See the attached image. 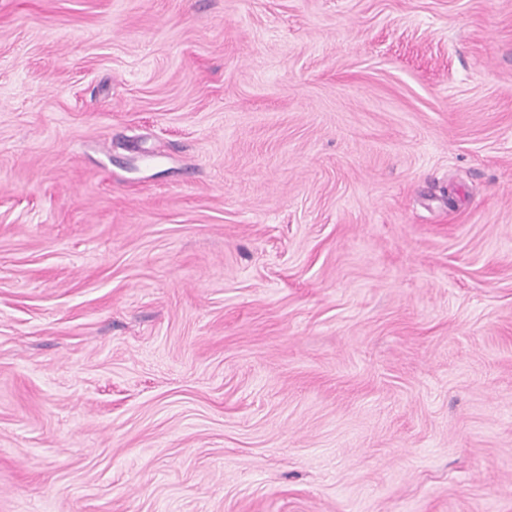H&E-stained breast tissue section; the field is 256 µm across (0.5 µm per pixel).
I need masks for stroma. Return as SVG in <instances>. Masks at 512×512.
Wrapping results in <instances>:
<instances>
[{"label":"stroma","mask_w":512,"mask_h":512,"mask_svg":"<svg viewBox=\"0 0 512 512\" xmlns=\"http://www.w3.org/2000/svg\"><path fill=\"white\" fill-rule=\"evenodd\" d=\"M0 512H512V0H0Z\"/></svg>","instance_id":"stroma-1"}]
</instances>
